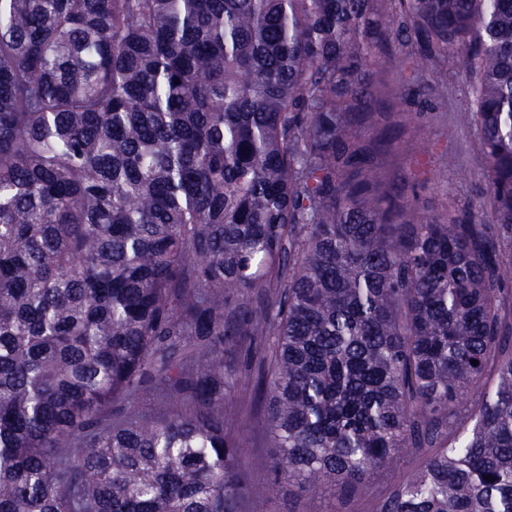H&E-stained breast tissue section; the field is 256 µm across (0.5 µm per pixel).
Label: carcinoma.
Masks as SVG:
<instances>
[{
	"label": "carcinoma",
	"instance_id": "carcinoma-1",
	"mask_svg": "<svg viewBox=\"0 0 512 512\" xmlns=\"http://www.w3.org/2000/svg\"><path fill=\"white\" fill-rule=\"evenodd\" d=\"M442 62L488 186L428 217L355 127ZM503 230L512 0H0V512H236L234 336L276 475L432 448L380 512H512ZM152 382L189 409L107 421ZM273 338L264 344L255 343L250 336H236L224 345V361L245 374L246 378L234 394L231 405L230 434L246 461L272 456L273 440L267 430V395L261 397L257 382L267 369Z\"/></svg>",
	"mask_w": 512,
	"mask_h": 512
}]
</instances>
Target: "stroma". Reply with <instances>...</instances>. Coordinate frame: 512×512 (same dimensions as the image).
Listing matches in <instances>:
<instances>
[{"label": "stroma", "instance_id": "obj_1", "mask_svg": "<svg viewBox=\"0 0 512 512\" xmlns=\"http://www.w3.org/2000/svg\"><path fill=\"white\" fill-rule=\"evenodd\" d=\"M443 77L448 83V95L442 100L404 89L399 73L384 76L380 85L381 94L395 104L390 133L397 149L381 154L379 167L391 182L402 184L409 165L417 158V147L428 150V180L416 188L415 195L420 211L430 217L443 214L452 204L464 207L479 202L486 183V169L474 154L476 131L460 120L461 112L470 104L467 84L448 67L444 68ZM449 155L455 159L450 168L444 165ZM270 354L269 344L256 343L248 336L236 337L224 347L227 364L245 376L232 399L230 432L249 461L274 453L267 430V399L257 388ZM426 456V451L414 452L406 455L399 466L371 472L360 487L342 499L313 497L285 482L279 493L270 497L262 489L273 481V473L243 468L239 474L255 492L239 502L237 512H377L378 503L420 467Z\"/></svg>", "mask_w": 512, "mask_h": 512}]
</instances>
